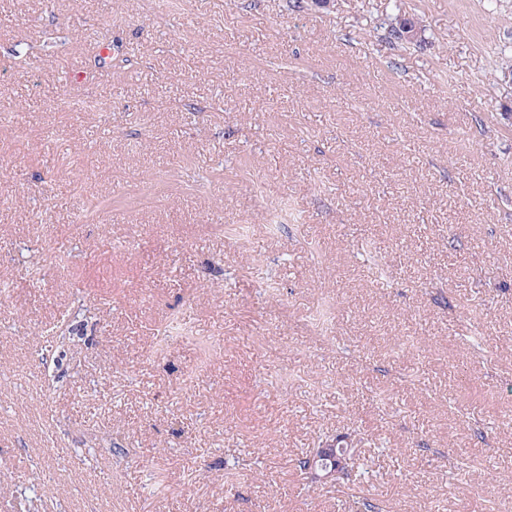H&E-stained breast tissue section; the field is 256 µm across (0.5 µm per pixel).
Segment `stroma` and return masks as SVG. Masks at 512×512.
I'll list each match as a JSON object with an SVG mask.
<instances>
[{
    "mask_svg": "<svg viewBox=\"0 0 512 512\" xmlns=\"http://www.w3.org/2000/svg\"><path fill=\"white\" fill-rule=\"evenodd\" d=\"M511 67L512 0H0V512H348L339 436L512 512Z\"/></svg>",
    "mask_w": 512,
    "mask_h": 512,
    "instance_id": "35a3bbf8",
    "label": "stroma"
}]
</instances>
